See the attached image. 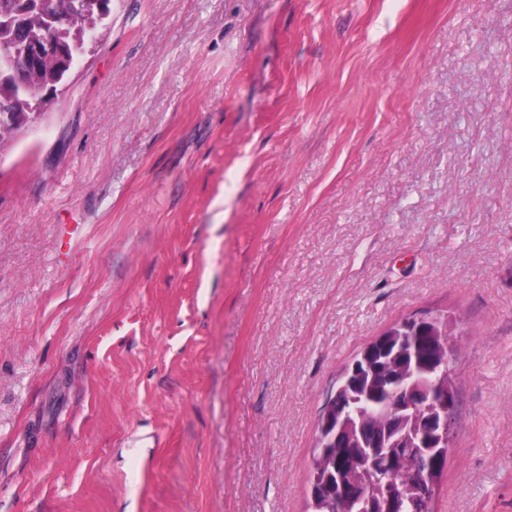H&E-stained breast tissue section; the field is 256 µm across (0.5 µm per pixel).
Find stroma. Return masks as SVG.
I'll list each match as a JSON object with an SVG mask.
<instances>
[{"mask_svg":"<svg viewBox=\"0 0 512 512\" xmlns=\"http://www.w3.org/2000/svg\"><path fill=\"white\" fill-rule=\"evenodd\" d=\"M430 311L435 512H512V0H112L0 148V512H305L342 367Z\"/></svg>","mask_w":512,"mask_h":512,"instance_id":"35a3bbf8","label":"stroma"}]
</instances>
